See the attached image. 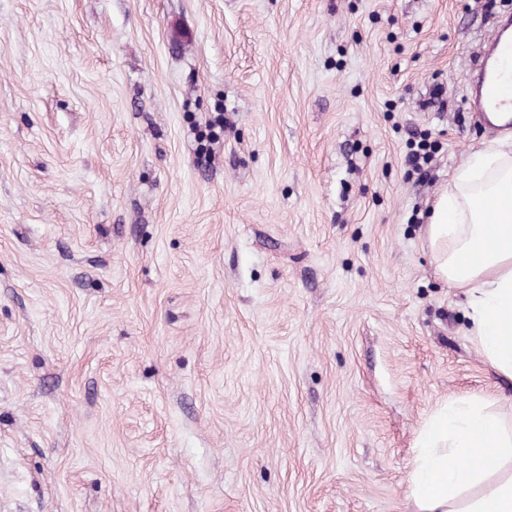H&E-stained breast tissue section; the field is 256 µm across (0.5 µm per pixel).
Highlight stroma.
I'll list each match as a JSON object with an SVG mask.
<instances>
[{
  "instance_id": "35a3bbf8",
  "label": "stroma",
  "mask_w": 512,
  "mask_h": 512,
  "mask_svg": "<svg viewBox=\"0 0 512 512\" xmlns=\"http://www.w3.org/2000/svg\"><path fill=\"white\" fill-rule=\"evenodd\" d=\"M496 15L0 0V512H415L436 411L512 412L426 243ZM435 147L427 142L425 138L417 143L416 149L406 155V164L418 175L428 176L434 159Z\"/></svg>"
}]
</instances>
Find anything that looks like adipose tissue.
<instances>
[{"instance_id": "adipose-tissue-1", "label": "adipose tissue", "mask_w": 512, "mask_h": 512, "mask_svg": "<svg viewBox=\"0 0 512 512\" xmlns=\"http://www.w3.org/2000/svg\"><path fill=\"white\" fill-rule=\"evenodd\" d=\"M435 272L464 289L472 334L512 379V134L474 149L428 212ZM416 512H512V419L454 399L427 424L409 475Z\"/></svg>"}]
</instances>
